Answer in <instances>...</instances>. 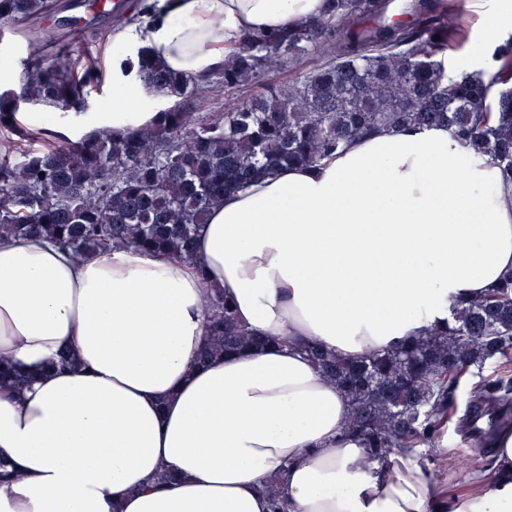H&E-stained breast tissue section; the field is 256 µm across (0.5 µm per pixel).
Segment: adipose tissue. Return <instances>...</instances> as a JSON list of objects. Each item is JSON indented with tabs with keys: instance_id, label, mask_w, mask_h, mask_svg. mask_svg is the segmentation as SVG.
Listing matches in <instances>:
<instances>
[{
	"instance_id": "obj_1",
	"label": "adipose tissue",
	"mask_w": 512,
	"mask_h": 512,
	"mask_svg": "<svg viewBox=\"0 0 512 512\" xmlns=\"http://www.w3.org/2000/svg\"><path fill=\"white\" fill-rule=\"evenodd\" d=\"M323 0H159L148 29H117L120 56L148 48L171 70L218 69L246 29H282ZM114 112H20L70 140L153 122L154 90L113 65ZM512 276V184L435 125L380 129L320 164L226 195L197 258L114 249L83 257L31 238L0 241V356L36 372L0 390V512H512V430L492 476L453 494L417 454L369 458L348 401L301 353L342 358L426 335L459 300ZM284 347L198 366L204 298ZM76 365L55 368L61 353ZM168 477L158 487L160 477Z\"/></svg>"
}]
</instances>
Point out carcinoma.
I'll return each instance as SVG.
<instances>
[{
    "label": "carcinoma",
    "instance_id": "obj_1",
    "mask_svg": "<svg viewBox=\"0 0 512 512\" xmlns=\"http://www.w3.org/2000/svg\"><path fill=\"white\" fill-rule=\"evenodd\" d=\"M393 0H325L322 13L282 30L244 32L217 69L225 90L245 93L274 68L297 73L224 113L197 115L189 104L209 78L184 76L146 49L125 68L172 104L154 123L115 137L106 130L72 142L13 121L23 104L59 111L86 106L97 68L73 71L67 44L35 47L22 65L19 91L0 94V237L38 235L84 256L114 247L193 260L197 233L228 193L290 165L312 166L349 140L377 129L442 124L478 154L490 156L512 182V38L492 53L497 77L458 80L446 57L460 34L448 0H403L409 21L390 20ZM48 0H0V22L41 18ZM152 6L117 25L150 18ZM439 40H433V36ZM321 60L299 66L313 53ZM497 96L490 97L493 85ZM39 140L38 150L24 148ZM207 342L198 362L264 349L278 341L239 324L224 294L207 297ZM303 352L350 403L348 429L376 457L431 445L450 419L461 376L490 361L501 375L475 386L473 412L512 416V278L477 300L458 304L453 322L411 342L346 361L320 346ZM33 375L0 360V387L21 394ZM270 512H288L276 484L265 487Z\"/></svg>",
    "mask_w": 512,
    "mask_h": 512
}]
</instances>
